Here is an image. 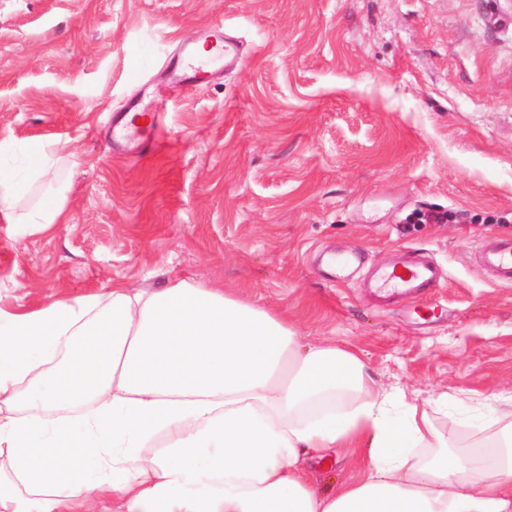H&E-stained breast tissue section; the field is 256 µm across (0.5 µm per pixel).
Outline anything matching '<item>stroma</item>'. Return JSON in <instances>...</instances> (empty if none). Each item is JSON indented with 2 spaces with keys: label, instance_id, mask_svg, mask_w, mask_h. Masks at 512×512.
I'll return each mask as SVG.
<instances>
[{
  "label": "stroma",
  "instance_id": "obj_1",
  "mask_svg": "<svg viewBox=\"0 0 512 512\" xmlns=\"http://www.w3.org/2000/svg\"><path fill=\"white\" fill-rule=\"evenodd\" d=\"M217 19L237 67L172 83L163 57ZM136 94L160 114L152 155L108 143ZM35 137L67 144L47 177L68 221L0 223V307L190 278L357 351L459 446L440 399L512 392V286L473 260L512 235V0H0V140ZM403 246L446 273L410 303L316 264Z\"/></svg>",
  "mask_w": 512,
  "mask_h": 512
}]
</instances>
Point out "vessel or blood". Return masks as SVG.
<instances>
[{
    "mask_svg": "<svg viewBox=\"0 0 512 512\" xmlns=\"http://www.w3.org/2000/svg\"><path fill=\"white\" fill-rule=\"evenodd\" d=\"M207 39L216 49L209 57L197 56L193 47L183 46L181 51L169 57L165 66L175 84L211 79L222 72L227 63L239 60L242 45L237 38L224 32L223 22H214L207 30ZM112 143L120 146L133 144L140 153L154 151L159 144L158 134H143L123 114L112 116ZM476 265L490 275L495 284L512 286V237L481 243L475 250ZM440 279V268L430 257L415 249L402 250L396 264L376 268L368 283L381 298L407 297L417 299L423 289L434 287Z\"/></svg>",
    "mask_w": 512,
    "mask_h": 512,
    "instance_id": "1",
    "label": "vessel or blood"
}]
</instances>
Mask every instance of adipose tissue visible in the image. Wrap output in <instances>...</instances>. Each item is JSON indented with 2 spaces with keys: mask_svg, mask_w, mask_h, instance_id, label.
I'll use <instances>...</instances> for the list:
<instances>
[{
  "mask_svg": "<svg viewBox=\"0 0 512 512\" xmlns=\"http://www.w3.org/2000/svg\"><path fill=\"white\" fill-rule=\"evenodd\" d=\"M65 150L0 141V222L66 223L62 181L18 208ZM441 404L462 452L352 349L186 279L0 309V512H512V393ZM340 448L360 479L317 493Z\"/></svg>",
  "mask_w": 512,
  "mask_h": 512,
  "instance_id": "obj_1",
  "label": "adipose tissue"
}]
</instances>
